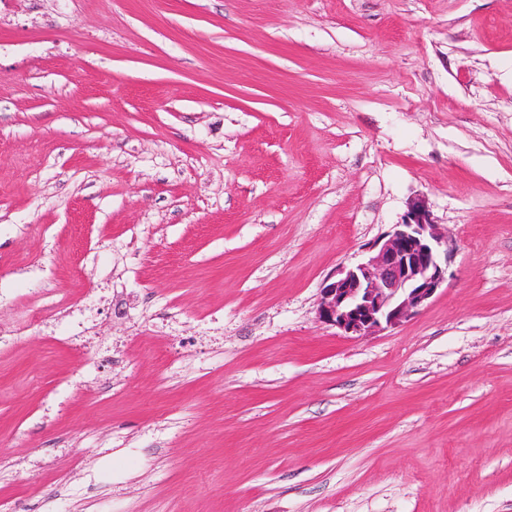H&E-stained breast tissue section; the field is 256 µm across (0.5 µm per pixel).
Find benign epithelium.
Wrapping results in <instances>:
<instances>
[{"mask_svg":"<svg viewBox=\"0 0 512 512\" xmlns=\"http://www.w3.org/2000/svg\"><path fill=\"white\" fill-rule=\"evenodd\" d=\"M448 235L425 201L408 203L401 222L368 255L324 280L317 315L355 336L395 328L416 316L448 280Z\"/></svg>","mask_w":512,"mask_h":512,"instance_id":"benign-epithelium-1","label":"benign epithelium"}]
</instances>
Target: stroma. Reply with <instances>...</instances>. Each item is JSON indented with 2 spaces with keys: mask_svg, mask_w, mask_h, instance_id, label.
<instances>
[{
  "mask_svg": "<svg viewBox=\"0 0 512 512\" xmlns=\"http://www.w3.org/2000/svg\"><path fill=\"white\" fill-rule=\"evenodd\" d=\"M0 329V512H512V0H0ZM422 198L368 255L324 280L317 315L345 334L368 336L416 316L448 279V233Z\"/></svg>",
  "mask_w": 512,
  "mask_h": 512,
  "instance_id": "stroma-1",
  "label": "stroma"
}]
</instances>
